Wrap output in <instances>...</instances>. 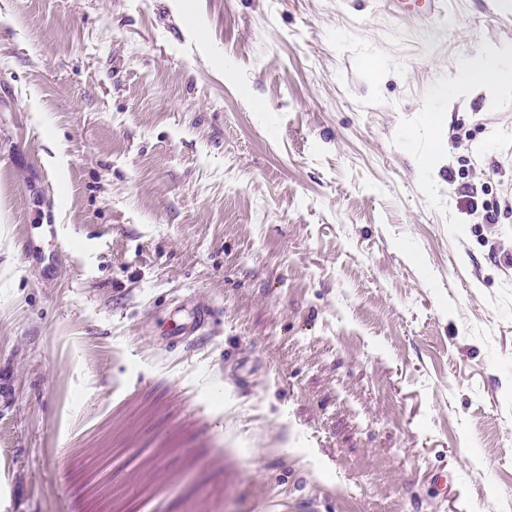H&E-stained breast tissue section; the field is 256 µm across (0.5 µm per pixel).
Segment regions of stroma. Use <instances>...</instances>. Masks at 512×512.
<instances>
[{
  "instance_id": "35a3bbf8",
  "label": "stroma",
  "mask_w": 512,
  "mask_h": 512,
  "mask_svg": "<svg viewBox=\"0 0 512 512\" xmlns=\"http://www.w3.org/2000/svg\"><path fill=\"white\" fill-rule=\"evenodd\" d=\"M487 42L512 0H0V512H512V217L460 208L512 92L436 96ZM212 319V311L208 308L194 305L187 321H176L171 328V334L165 336L172 345H192L205 335V330Z\"/></svg>"
}]
</instances>
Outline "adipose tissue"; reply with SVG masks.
<instances>
[{
  "label": "adipose tissue",
  "instance_id": "ef3b65f1",
  "mask_svg": "<svg viewBox=\"0 0 512 512\" xmlns=\"http://www.w3.org/2000/svg\"><path fill=\"white\" fill-rule=\"evenodd\" d=\"M512 91V45L488 43L480 52L462 59L455 76L439 89L440 97L452 100L465 94L492 97Z\"/></svg>",
  "mask_w": 512,
  "mask_h": 512
}]
</instances>
